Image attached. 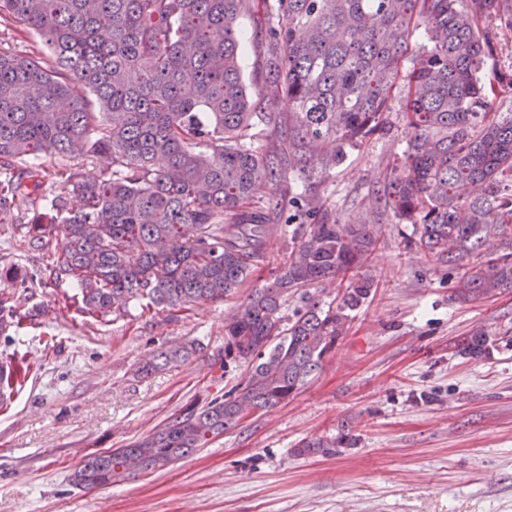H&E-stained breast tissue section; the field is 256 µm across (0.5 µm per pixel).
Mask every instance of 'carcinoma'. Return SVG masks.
Returning a JSON list of instances; mask_svg holds the SVG:
<instances>
[{
  "label": "carcinoma",
  "instance_id": "carcinoma-1",
  "mask_svg": "<svg viewBox=\"0 0 512 512\" xmlns=\"http://www.w3.org/2000/svg\"><path fill=\"white\" fill-rule=\"evenodd\" d=\"M264 2L266 78L254 98L241 78L239 31L254 0H0V26L24 23L49 52L45 61L0 48V223L17 220L43 190L44 212L25 225L28 244L47 249L63 237L50 276L74 283L81 314L222 300L266 260L270 215L282 209L274 194L256 198L257 187L304 168L306 150L337 167L383 128L416 24L427 45L403 95L409 140L378 201L411 225L405 249L450 266L474 258L458 297L512 288V114L492 111L498 90L480 76L494 50L485 22L512 24V0ZM282 94L295 103L284 119L270 111ZM255 117L288 138V155L245 145ZM47 154L107 159L112 170L86 181L65 168L47 185L26 165ZM301 207L309 232L292 229L272 281L224 319V358L247 367L242 382L126 448L85 456L72 485L97 490L164 468L246 415L286 403L320 368L372 296L373 279L359 271L379 238L371 224L330 219L314 198ZM497 241L502 254L481 259ZM347 277L336 304L305 292L284 320L299 290ZM31 316L0 299L1 334ZM199 350L196 341L161 349L139 372ZM488 351L481 332L463 347Z\"/></svg>",
  "mask_w": 512,
  "mask_h": 512
}]
</instances>
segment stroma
<instances>
[{"label": "stroma", "instance_id": "35a3bbf8", "mask_svg": "<svg viewBox=\"0 0 512 512\" xmlns=\"http://www.w3.org/2000/svg\"><path fill=\"white\" fill-rule=\"evenodd\" d=\"M240 28L242 80L254 94L265 60L253 16ZM425 42L415 27L383 133L336 168L312 159L258 190L302 191L338 223L377 225L380 241L367 262L373 296L287 403L242 419L165 468L93 492L69 482L86 455L127 447L185 404L243 380L244 367L224 361V320L287 254L284 219L271 221L263 270L235 294L179 313L144 315L134 304L97 321L61 311L76 289L49 277V253L60 241L36 250L25 227L0 223V266L19 273L0 283V294L36 312L0 334V358L27 366L0 406V512H512V289L457 299L462 267L406 252L410 225L376 202L406 147L401 99ZM478 331L489 355H465L463 343ZM192 340L202 353L137 376L158 350ZM344 432L354 445L301 450Z\"/></svg>", "mask_w": 512, "mask_h": 512}]
</instances>
